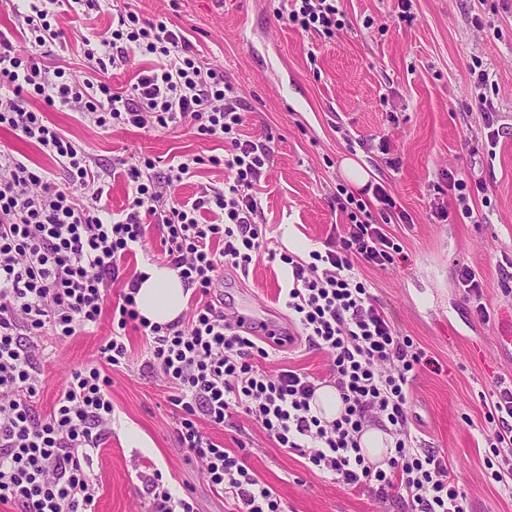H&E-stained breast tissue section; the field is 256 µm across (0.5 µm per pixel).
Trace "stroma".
<instances>
[{"label":"stroma","instance_id":"stroma-1","mask_svg":"<svg viewBox=\"0 0 512 512\" xmlns=\"http://www.w3.org/2000/svg\"><path fill=\"white\" fill-rule=\"evenodd\" d=\"M286 3L97 0L65 24L64 38L48 46L45 62L127 88L148 59L126 70L93 67L84 59V39H95L125 11L144 19L166 17L170 29L186 36L191 54L223 71L242 100L241 140L271 147L273 166L257 188L264 221L273 248L286 251V238L297 239L303 260L322 248L333 224L346 221L336 208L338 190L348 185L343 160L368 168L371 182L384 184L412 221L388 227L402 260L384 270L361 264L356 271L400 334L441 365L437 373L422 368L412 384L411 434L419 447L447 457L466 491L467 512H512V496L489 480L484 467L494 426L479 397L496 380L512 382V353L501 347L490 324L479 321L458 282L460 268L470 267L481 279L491 315L512 309V0H412L406 18L399 0H340L343 26L331 37L278 18ZM480 71L488 72L487 84L478 83ZM481 94L492 102L500 130L493 144L485 115L475 106ZM21 104L44 113L90 153L103 175L106 217L119 216L128 204L130 187L112 171L119 158L152 159L160 176L173 157H200L193 177L174 190L182 201L200 186L224 182L223 169L208 162L223 155V141L201 137L190 125L104 129L37 98L22 97ZM384 139L386 155L379 149ZM0 151L44 168L66 186L62 167L4 127ZM390 156L398 159L397 167L387 164ZM452 177L483 181L475 217L463 215L457 191L448 187ZM437 202L447 219L435 216ZM291 280L288 265L263 255L248 274L225 271L214 291L230 310L251 313L259 323L277 317L288 327L292 320L279 292ZM110 334L106 318L92 333H41L48 358L32 402L37 414L52 409L72 370L96 363ZM128 339L127 366L109 372L112 432L89 463L97 484L95 512H150V481L158 472L172 493L191 495L199 512H224L203 463L176 439L169 388L141 368L146 338L133 331ZM329 363L325 351L298 336L264 366L274 372L289 364L321 377ZM131 431L137 441L128 439ZM204 431L226 448L244 445L249 466L288 512H410L399 500L343 489L330 475L308 470L298 452L276 447L245 414Z\"/></svg>","mask_w":512,"mask_h":512}]
</instances>
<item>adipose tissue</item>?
Wrapping results in <instances>:
<instances>
[{"mask_svg":"<svg viewBox=\"0 0 512 512\" xmlns=\"http://www.w3.org/2000/svg\"><path fill=\"white\" fill-rule=\"evenodd\" d=\"M142 272L144 278L135 296L140 316L160 325L179 318L186 304V293L177 272L159 263L145 265Z\"/></svg>","mask_w":512,"mask_h":512,"instance_id":"adipose-tissue-1","label":"adipose tissue"}]
</instances>
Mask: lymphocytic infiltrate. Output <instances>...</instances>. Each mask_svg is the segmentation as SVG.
<instances>
[{
  "label": "lymphocytic infiltrate",
  "instance_id": "lymphocytic-infiltrate-1",
  "mask_svg": "<svg viewBox=\"0 0 512 512\" xmlns=\"http://www.w3.org/2000/svg\"><path fill=\"white\" fill-rule=\"evenodd\" d=\"M88 2L34 0L23 17L32 37L29 54L16 53L0 36V86L12 89L0 93V127L36 145L65 170L69 184L60 189L41 168L0 154V501H13L20 512H94L97 489L87 465L112 432L111 379L102 368L126 365V331L133 328L148 341L144 367L171 389L181 448L204 463L207 482L223 497L226 512H286L244 455L216 443L198 425L203 418L220 427L238 412L278 447L299 452L309 470L332 475L340 486L380 497L396 493L411 512H465L467 494L447 458L415 446L409 429L411 384L430 360L400 335L355 274L361 262L382 269L394 264L386 227L411 223V216L384 185L371 182L359 195L338 199L347 221L334 225L324 250L311 251L305 260L281 254L292 270L285 305L308 344L328 353L332 363L322 378L291 366L268 372L269 349L255 334L227 322L212 290L225 269L248 272L254 256L269 250L255 187L270 168L271 149L239 138L242 104L223 72L191 55L187 38L163 18L126 12L84 51L88 61L106 60L119 70L136 54L155 56L129 89L69 77L42 62L39 48L62 35L50 22L55 7L76 14ZM336 2L289 0L286 20L305 32L333 35L340 25ZM24 93L83 113L101 127L190 124L199 136L224 141L223 155L210 163L232 178L219 188L202 187L194 200L166 204V190L191 177L200 160L180 156L156 181L146 158L124 169L131 187L125 214L104 220L101 177L90 154L43 113L19 105ZM78 195L83 204L75 203ZM205 213L214 215L213 223L202 222ZM151 226L161 235L165 261L195 297L188 322L162 326L143 320L135 302L139 276L120 279L123 260ZM118 281L124 288L112 307L101 365L72 371L50 414L37 415L31 400L47 359L40 333L48 328L66 338L97 327ZM326 380L343 404L331 421L311 412ZM482 401L495 426L485 467L512 493V385L496 384ZM371 425L393 437L386 462L371 461L362 451L361 433Z\"/></svg>",
  "mask_w": 512,
  "mask_h": 512
}]
</instances>
